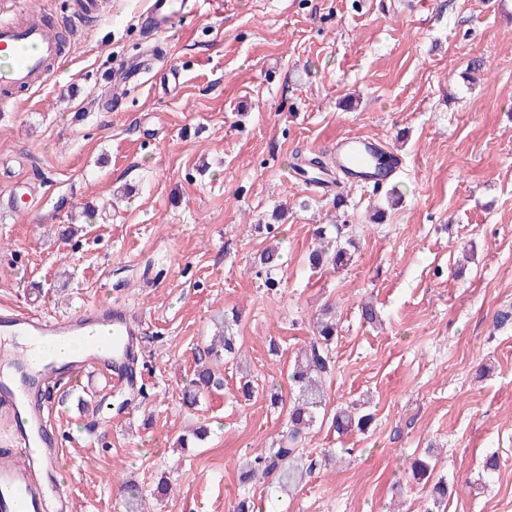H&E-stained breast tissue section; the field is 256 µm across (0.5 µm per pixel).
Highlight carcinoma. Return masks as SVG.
Returning <instances> with one entry per match:
<instances>
[{
  "label": "carcinoma",
  "instance_id": "cac0c4a2",
  "mask_svg": "<svg viewBox=\"0 0 512 512\" xmlns=\"http://www.w3.org/2000/svg\"><path fill=\"white\" fill-rule=\"evenodd\" d=\"M316 237L320 244L310 253L309 260L315 267L331 265L344 267L353 261L355 243L348 237L345 241L326 238V228L317 229ZM336 342V322L320 321L316 332L308 343L300 349L292 373V381L298 388V395L288 411L287 430L283 432L276 445L266 452L252 457L247 464L244 478L267 477L275 475L277 485L286 490L299 485L303 479L301 443L308 431L315 425L323 408L326 379L333 371V346ZM224 354H218L214 347L210 355L219 361L221 357L235 358L236 340L231 335L220 339ZM224 388V376L221 371L210 367L200 360L193 377L189 380L184 395L186 402L192 404L197 394L209 390ZM371 416L355 407H340L331 418V425L339 434H347L355 429L364 430ZM434 470L430 457H419L411 464V475L415 481L429 479Z\"/></svg>",
  "mask_w": 512,
  "mask_h": 512
}]
</instances>
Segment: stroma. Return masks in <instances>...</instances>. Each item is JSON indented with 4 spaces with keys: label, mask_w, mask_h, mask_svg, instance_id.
Here are the masks:
<instances>
[{
    "label": "stroma",
    "mask_w": 512,
    "mask_h": 512,
    "mask_svg": "<svg viewBox=\"0 0 512 512\" xmlns=\"http://www.w3.org/2000/svg\"><path fill=\"white\" fill-rule=\"evenodd\" d=\"M144 8L109 0L58 74L0 117V198L22 182L28 201L0 207V304H109L143 329L139 393L65 378L46 396L71 512H131L127 481L146 512H232L242 496L254 512H425L441 480L439 512H512V323H496L512 313V0H209L153 36ZM149 48L141 81H113ZM347 135L403 157L393 190L296 177L294 156L333 161ZM329 224L354 261L310 268ZM274 246L278 265L262 266ZM327 304L326 408L374 421L314 426L303 482L274 496L240 467L285 430L292 366ZM224 321L241 359L185 404ZM202 424L209 437L180 447ZM427 453L436 467L415 482ZM371 420L370 414L357 411V407H340L331 418V425L338 434H347L355 429L364 430Z\"/></svg>",
    "instance_id": "obj_1"
}]
</instances>
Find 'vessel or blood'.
Segmentation results:
<instances>
[{
	"instance_id": "vessel-or-blood-1",
	"label": "vessel or blood",
	"mask_w": 512,
	"mask_h": 512,
	"mask_svg": "<svg viewBox=\"0 0 512 512\" xmlns=\"http://www.w3.org/2000/svg\"><path fill=\"white\" fill-rule=\"evenodd\" d=\"M197 3L148 0L147 24L153 32L166 33L175 20L193 15ZM63 55L51 26L37 12L21 20L0 0V57L8 61L0 68V112L17 111L26 95L51 78ZM335 164L354 186L386 185L403 168L400 155L364 136L345 137ZM140 334L139 323L119 307L92 304L72 316L0 308V404L10 409L15 441L27 457L23 465L0 459V512H67L68 497L55 476L59 443L36 395L64 375L77 380L102 375L113 388L135 389ZM62 343L73 348L64 361L54 355Z\"/></svg>"
}]
</instances>
